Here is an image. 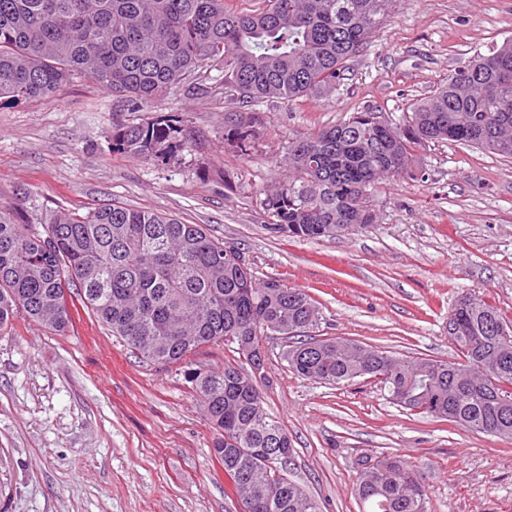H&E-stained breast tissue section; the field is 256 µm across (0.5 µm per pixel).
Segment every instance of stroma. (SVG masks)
Returning a JSON list of instances; mask_svg holds the SVG:
<instances>
[{
  "instance_id": "obj_1",
  "label": "stroma",
  "mask_w": 512,
  "mask_h": 512,
  "mask_svg": "<svg viewBox=\"0 0 512 512\" xmlns=\"http://www.w3.org/2000/svg\"><path fill=\"white\" fill-rule=\"evenodd\" d=\"M512 39V0H408L349 64L335 96L258 109L251 157L224 148L231 102L170 91L127 109L90 81L54 101L0 106V203L18 189L37 214L112 203L203 225L258 278L321 305L323 335L452 359L448 313L462 295L512 322V162L456 142L418 153L413 177L380 181L375 224L317 240L279 237L259 189L288 175V141L365 108L399 123L450 70ZM178 118L191 145L164 163L117 151L112 129ZM65 332L18 315L0 331V512H236L196 394L173 368L140 363L81 303ZM272 344L266 408L294 441L290 472L323 512H360L358 461L395 454L420 470L429 512H512V443L400 408L379 384L293 374Z\"/></svg>"
}]
</instances>
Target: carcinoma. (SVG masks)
<instances>
[{"instance_id":"cac0c4a2","label":"carcinoma","mask_w":512,"mask_h":512,"mask_svg":"<svg viewBox=\"0 0 512 512\" xmlns=\"http://www.w3.org/2000/svg\"><path fill=\"white\" fill-rule=\"evenodd\" d=\"M402 0H258L237 12L227 0H0V104L50 101L85 78L136 107L173 88L202 89L224 71V93L248 112L230 116L224 140L250 156L261 120L253 105L328 97ZM457 142L512 159V41L448 73L407 107L401 124L365 109L288 142L291 176L261 189L268 229L296 239L334 237L374 223L367 205L381 178L413 176L417 152ZM190 144L177 120L112 128V145L164 162ZM240 253L199 224L119 205L45 220L0 204V330L24 313L62 332L77 297L140 362L175 367L200 397L214 455L234 498L251 512H322L269 449L295 453L264 404L270 381L248 353L281 339L295 375L325 384L376 377L393 404L462 428L512 439V325L465 295L448 313L454 360L397 355L352 339L320 336L321 312L302 288L257 279ZM238 354L220 370L192 363L202 346ZM363 512H428L427 490L399 456L359 460Z\"/></svg>"}]
</instances>
